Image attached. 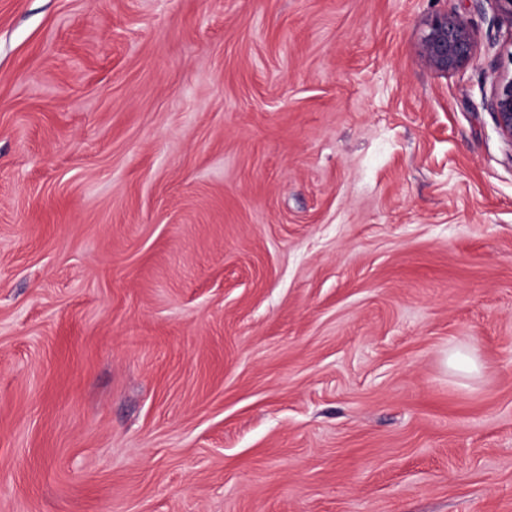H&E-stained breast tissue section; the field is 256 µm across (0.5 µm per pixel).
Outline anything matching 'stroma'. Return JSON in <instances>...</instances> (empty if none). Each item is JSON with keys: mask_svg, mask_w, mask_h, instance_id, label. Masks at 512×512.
<instances>
[{"mask_svg": "<svg viewBox=\"0 0 512 512\" xmlns=\"http://www.w3.org/2000/svg\"><path fill=\"white\" fill-rule=\"evenodd\" d=\"M509 70L493 0H0V512H512ZM475 40L466 15L448 11L426 22L419 56L428 69L448 75L465 66L474 53ZM489 106L502 135L512 142V73L495 82Z\"/></svg>", "mask_w": 512, "mask_h": 512, "instance_id": "1", "label": "stroma"}]
</instances>
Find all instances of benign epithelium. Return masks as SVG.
Returning <instances> with one entry per match:
<instances>
[{
	"mask_svg": "<svg viewBox=\"0 0 512 512\" xmlns=\"http://www.w3.org/2000/svg\"><path fill=\"white\" fill-rule=\"evenodd\" d=\"M474 47L469 18L444 12L426 22L419 56L432 72L446 75L465 66L473 56ZM489 106L502 135L512 143V74L495 82Z\"/></svg>",
	"mask_w": 512,
	"mask_h": 512,
	"instance_id": "benign-epithelium-1",
	"label": "benign epithelium"
}]
</instances>
